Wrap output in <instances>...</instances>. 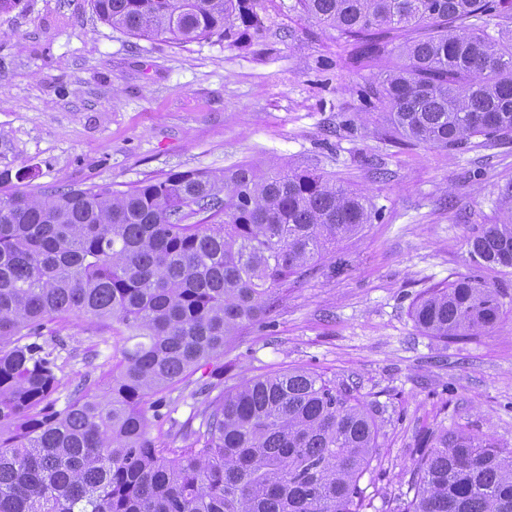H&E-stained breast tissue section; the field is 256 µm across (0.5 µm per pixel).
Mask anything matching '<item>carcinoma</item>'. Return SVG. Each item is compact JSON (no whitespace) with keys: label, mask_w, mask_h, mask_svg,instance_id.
Here are the masks:
<instances>
[{"label":"carcinoma","mask_w":512,"mask_h":512,"mask_svg":"<svg viewBox=\"0 0 512 512\" xmlns=\"http://www.w3.org/2000/svg\"><path fill=\"white\" fill-rule=\"evenodd\" d=\"M90 4L127 36L177 46H235L264 26L260 0ZM298 4L355 62L384 69L363 93L394 131L445 150L512 134V34L491 24L512 19V0ZM373 217L335 176L274 162L1 195L0 512H362L379 428L315 371L205 383L183 446L152 430L180 385ZM468 245L477 265L512 268V209ZM73 315L112 342V366L60 407L54 349ZM499 318L475 272L413 309L442 341ZM410 489L401 512H512V448L443 429L418 449Z\"/></svg>","instance_id":"cac0c4a2"}]
</instances>
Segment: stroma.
Listing matches in <instances>:
<instances>
[{"instance_id":"stroma-1","label":"stroma","mask_w":512,"mask_h":512,"mask_svg":"<svg viewBox=\"0 0 512 512\" xmlns=\"http://www.w3.org/2000/svg\"><path fill=\"white\" fill-rule=\"evenodd\" d=\"M261 7L264 29L243 48L131 38L89 0H19L0 12V172L20 190L124 189L275 160L363 192L373 223L227 348L224 381L305 368L353 390L379 427L363 512H399L430 431L466 425L512 447V268L482 269L502 311L474 338L435 339L412 317L425 291L474 267L468 238L512 207L501 195L512 135L448 151L392 136L361 95L381 68L354 63L297 0ZM63 336L61 400L112 361L86 319L71 318Z\"/></svg>"}]
</instances>
